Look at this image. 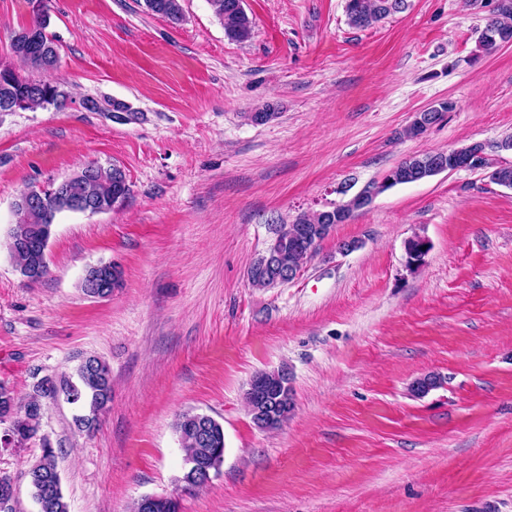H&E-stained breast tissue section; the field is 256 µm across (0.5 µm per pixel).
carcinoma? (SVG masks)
Listing matches in <instances>:
<instances>
[{
	"mask_svg": "<svg viewBox=\"0 0 512 512\" xmlns=\"http://www.w3.org/2000/svg\"><path fill=\"white\" fill-rule=\"evenodd\" d=\"M243 0H210L215 14L224 26L225 36L237 42L249 40L253 32L252 19L242 5ZM146 10L168 19L172 23L183 20L182 0H144ZM407 7V0H346L345 14L347 23L355 29H367L388 16L399 13ZM503 18L492 17L487 20L479 35V45L486 51H495L502 47L500 37L512 38V0H502L498 7ZM51 16L44 13H32L30 27L40 30L44 51L15 50L14 57L21 67L13 68L10 73H0V99L7 96L26 101L25 109L36 110L52 107L64 108L72 102L65 87L42 78V74L56 68V61L49 58L58 48L55 34L49 32ZM512 142V136L488 144L472 142L451 151L448 155V167H467L469 170L481 169L488 165L487 151L500 150ZM442 152H427L409 156L390 168L382 181L351 197L343 206L344 214L336 217L325 210L302 213L290 224H279L274 231L272 242L276 243L273 253L265 252L248 269V281L258 290L279 285L278 278L282 270H297L303 261L311 257L320 242L333 230L334 224L348 221L355 212L368 206L373 196L398 185L424 181L435 175L433 159ZM95 174L84 178L83 170L58 183L50 184L55 189L57 203L47 213L38 206L14 207L15 224L9 229L8 248L13 264L20 275L30 283L41 281L48 274L46 251L38 247L29 250L21 248L27 241L36 242L41 238L50 239L52 224L57 215L71 211L69 197L83 194L100 203V207H110L112 196L123 194L129 198L131 188L126 186L127 176L124 170L112 166L94 165ZM421 238L410 239L406 243L407 265L415 267L422 261L424 251ZM102 275L113 281L122 280L119 266L101 263L89 268L82 279L83 292L90 276ZM261 381L258 388H247L245 402L253 423L264 430L280 428L295 408L294 390L291 378L283 369L261 371L256 374ZM441 385L434 375H425L416 379L410 390L417 396H424ZM71 396V404L82 414L75 416L78 430L90 435L95 433L101 422V416L112 401V378L109 366L99 357L89 355L81 359L76 368V377L62 376L53 378L44 376L34 385V394L20 402L14 391L0 383V424L7 425L5 441H27L38 436L41 430L45 408L42 399H55L60 394ZM184 453V472L181 481L190 487L195 481V465H205L219 471L224 462V427L209 415L192 410L179 413L174 421ZM41 455L17 475H0L2 481L24 480L27 482L35 504L46 502V507L37 512H70L69 503L64 494L54 448L49 439L41 437ZM151 512H181V502L177 498L156 496L152 501Z\"/></svg>",
	"mask_w": 512,
	"mask_h": 512,
	"instance_id": "1",
	"label": "carcinoma"
}]
</instances>
